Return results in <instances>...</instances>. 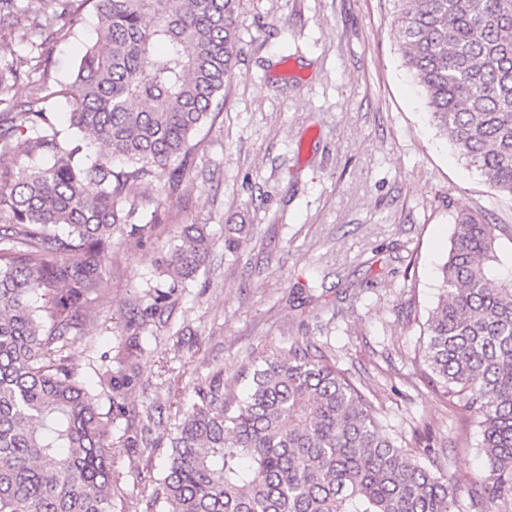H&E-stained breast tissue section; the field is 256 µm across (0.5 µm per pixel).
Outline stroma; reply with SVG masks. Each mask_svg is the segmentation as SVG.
<instances>
[{
  "mask_svg": "<svg viewBox=\"0 0 512 512\" xmlns=\"http://www.w3.org/2000/svg\"><path fill=\"white\" fill-rule=\"evenodd\" d=\"M85 18L73 37L30 24L12 40L29 73L13 89L17 100L39 86L30 44L47 43L51 77L66 78L82 45L97 39L94 11ZM237 26L243 52L223 108L195 136L182 200L167 205L151 238L114 246L93 319L70 351L97 389L183 225H206L216 244L141 333L139 374L112 425L114 435L149 442L128 451L140 466L123 486L125 510L145 512L169 462L174 413L192 404L198 381L220 370L235 382L255 357L292 347L355 381L383 426L428 451L468 503L486 474L478 428L420 356L457 212L512 225V199L430 125L403 63L393 0H242ZM235 224L246 235L231 249L224 239ZM172 375L181 379L176 396ZM466 512L491 507L468 503Z\"/></svg>",
  "mask_w": 512,
  "mask_h": 512,
  "instance_id": "stroma-1",
  "label": "stroma"
}]
</instances>
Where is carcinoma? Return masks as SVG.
<instances>
[{
    "instance_id": "1",
    "label": "carcinoma",
    "mask_w": 512,
    "mask_h": 512,
    "mask_svg": "<svg viewBox=\"0 0 512 512\" xmlns=\"http://www.w3.org/2000/svg\"><path fill=\"white\" fill-rule=\"evenodd\" d=\"M0 0L15 24L32 4ZM70 34L93 4L97 42L68 81L24 102L0 52V512H125L112 437L124 379L90 392L70 356L112 260L116 235L146 239L182 196L192 140L242 54L240 0H54ZM406 64L438 133L496 193L512 198V0H393ZM29 54L48 75L44 44ZM69 114L67 135L49 101ZM167 172L146 212L133 187ZM150 221L141 223L145 216ZM116 346L138 368L141 332L196 277L212 238L184 226ZM512 225L461 210L438 268L424 362L479 428L488 476L472 501L512 512ZM240 398L216 372L177 414L164 476L146 512H460L448 486L381 425L365 394L302 349L242 371ZM107 400V412L100 401Z\"/></svg>"
}]
</instances>
